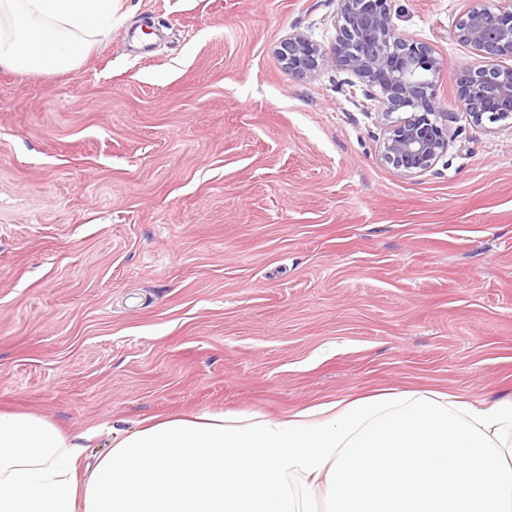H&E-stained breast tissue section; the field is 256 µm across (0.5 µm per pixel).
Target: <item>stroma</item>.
I'll return each instance as SVG.
<instances>
[{"instance_id":"stroma-1","label":"stroma","mask_w":512,"mask_h":512,"mask_svg":"<svg viewBox=\"0 0 512 512\" xmlns=\"http://www.w3.org/2000/svg\"><path fill=\"white\" fill-rule=\"evenodd\" d=\"M471 0H392L441 62L448 152L408 177L332 53L337 0H122L63 74L0 68V409L79 434L281 417L381 389L512 395V127L457 96ZM284 68L296 75H307L323 64L324 56L307 38L298 33L289 34L277 49Z\"/></svg>"}]
</instances>
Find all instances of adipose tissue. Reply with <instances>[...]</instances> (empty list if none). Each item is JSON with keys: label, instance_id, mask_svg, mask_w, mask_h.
<instances>
[{"label": "adipose tissue", "instance_id": "ef3b65f1", "mask_svg": "<svg viewBox=\"0 0 512 512\" xmlns=\"http://www.w3.org/2000/svg\"><path fill=\"white\" fill-rule=\"evenodd\" d=\"M118 0H0V67L66 72ZM89 433L0 412V512H512V396L388 389L279 418L202 411Z\"/></svg>", "mask_w": 512, "mask_h": 512}]
</instances>
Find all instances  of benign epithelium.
I'll use <instances>...</instances> for the list:
<instances>
[{
  "label": "benign epithelium",
  "mask_w": 512,
  "mask_h": 512,
  "mask_svg": "<svg viewBox=\"0 0 512 512\" xmlns=\"http://www.w3.org/2000/svg\"><path fill=\"white\" fill-rule=\"evenodd\" d=\"M456 36L485 58L512 57V6L474 0L456 24ZM284 68L307 75L324 56L304 36L288 35L277 49ZM337 68L350 73V86L378 103L386 123L381 159L404 175H421L448 151L445 113L436 106L440 62L424 42L396 33L391 0H338ZM458 97L470 120L481 125H512V67L467 70L458 83ZM410 111L397 120L391 115Z\"/></svg>",
  "instance_id": "obj_1"
}]
</instances>
